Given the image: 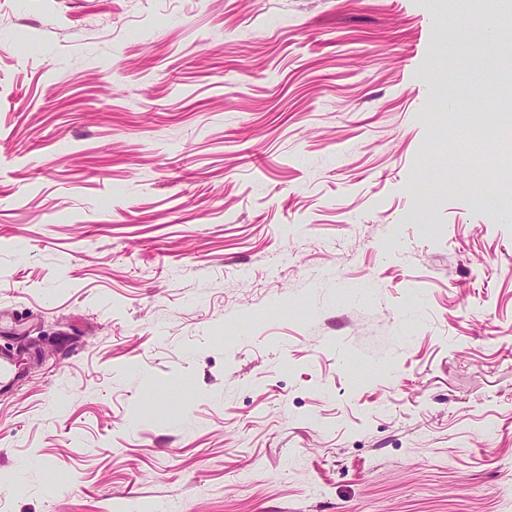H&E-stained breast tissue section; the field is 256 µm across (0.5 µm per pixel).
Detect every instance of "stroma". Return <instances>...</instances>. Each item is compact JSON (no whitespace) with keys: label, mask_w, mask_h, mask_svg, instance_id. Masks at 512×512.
I'll list each match as a JSON object with an SVG mask.
<instances>
[{"label":"stroma","mask_w":512,"mask_h":512,"mask_svg":"<svg viewBox=\"0 0 512 512\" xmlns=\"http://www.w3.org/2000/svg\"><path fill=\"white\" fill-rule=\"evenodd\" d=\"M460 11L0 0V512H512Z\"/></svg>","instance_id":"35a3bbf8"}]
</instances>
